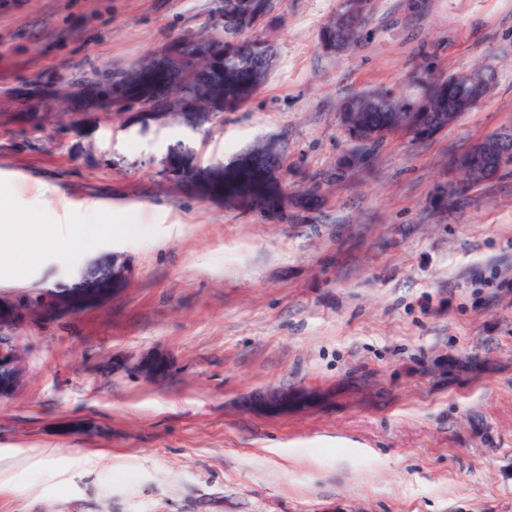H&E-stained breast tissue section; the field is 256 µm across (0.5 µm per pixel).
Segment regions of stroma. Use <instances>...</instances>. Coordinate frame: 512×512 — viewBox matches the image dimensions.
<instances>
[{
  "label": "stroma",
  "instance_id": "35a3bbf8",
  "mask_svg": "<svg viewBox=\"0 0 512 512\" xmlns=\"http://www.w3.org/2000/svg\"><path fill=\"white\" fill-rule=\"evenodd\" d=\"M341 7L282 0L266 83L193 127L56 93L220 30L224 0H0V206L16 213L0 248L91 201L125 213L90 250L0 271V298L49 303L13 322L25 375L0 398V512H512V166L448 192L454 155L512 130V0H374L334 55L320 33ZM480 65L496 78L478 107L333 180L345 96L413 101ZM269 140L279 211L201 193L178 156L230 167ZM105 262L126 276L80 301L74 281ZM152 356L166 378L135 372ZM284 390L298 407L259 408Z\"/></svg>",
  "mask_w": 512,
  "mask_h": 512
}]
</instances>
